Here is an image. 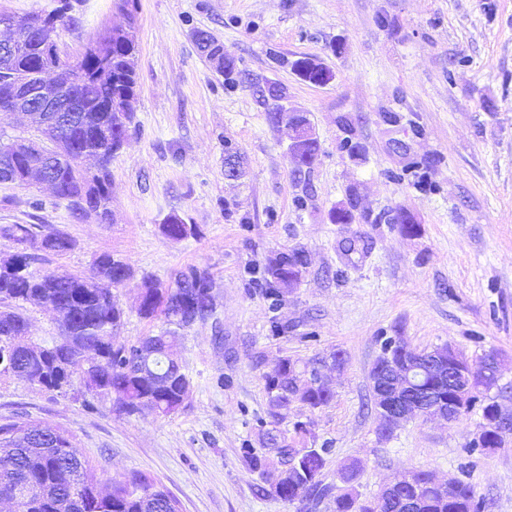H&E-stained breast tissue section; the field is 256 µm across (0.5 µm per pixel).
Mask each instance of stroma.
Listing matches in <instances>:
<instances>
[{
  "label": "stroma",
  "instance_id": "obj_1",
  "mask_svg": "<svg viewBox=\"0 0 512 512\" xmlns=\"http://www.w3.org/2000/svg\"><path fill=\"white\" fill-rule=\"evenodd\" d=\"M137 109L112 161V223L75 219L45 187L0 185V228L35 224L76 242L37 271L87 276L109 253L132 276L116 294L121 342L153 330L137 313L143 278L171 285L174 271L208 269L213 317L196 322L178 348L192 382L170 417L120 415L108 402H83L23 379L0 383V421L16 416L70 435L102 490L132 471L150 474L181 512H303L299 503L259 497L244 457L260 447L268 416L263 374L278 359L308 362L343 351L329 371L331 404L291 406L282 431L308 425L307 446L329 445L325 483L341 487L337 466L358 460L362 495L396 474L422 470L463 476L487 512H512V435L501 448L469 452L480 408L453 422L418 417L381 436L370 371L385 336L413 349L451 344L467 358L493 351L492 391L512 405V0H135ZM75 27L61 31L77 53L112 0H81ZM205 30L248 75L225 84L199 51ZM308 56L332 70L317 86L291 64ZM286 87L289 109L305 113L319 141L309 174L296 175L290 131L271 123L267 83ZM361 146L341 148V118ZM244 158L224 172L225 147ZM360 218L331 212L349 190ZM40 209H32V199ZM417 227L406 235L384 213ZM199 234L174 242L169 215ZM302 246L308 265L283 297L265 293L272 253Z\"/></svg>",
  "mask_w": 512,
  "mask_h": 512
}]
</instances>
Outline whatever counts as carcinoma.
<instances>
[{
  "mask_svg": "<svg viewBox=\"0 0 512 512\" xmlns=\"http://www.w3.org/2000/svg\"><path fill=\"white\" fill-rule=\"evenodd\" d=\"M130 2L113 0V8L125 15L126 26L117 34H109L110 77H98L100 64L92 59L79 55L61 57L59 30L77 23L61 9L48 20V27L40 36L28 38L8 69L0 67V93L16 81L35 84L51 71L74 84L84 112L79 126L62 128L58 133L59 138L73 145V152L52 158L53 179L58 185L54 194L66 202L73 216L82 218L94 211L101 224L107 223L112 210V159L128 136L136 111L138 36ZM198 48L224 82L240 83L236 60L224 51L222 42L209 34ZM301 65L310 69L309 78L317 85L334 78L330 69L313 58L295 60L292 69ZM262 98L265 103L276 102L267 117L272 123L279 122L284 88L274 83ZM83 151L99 157L98 173L90 179L80 176L74 168L76 154ZM318 152L316 139L297 144L292 153L296 174L310 172ZM30 157L27 151L16 153L10 173L0 169V184L25 186ZM162 232L173 241L198 234L195 226L184 223L177 215L166 218ZM3 234L14 242L15 249L0 259V269L11 260L17 272H0V381L21 378L66 395L76 385L71 368L81 364L88 394L113 402L116 412L133 415L148 411L159 417L176 414L191 384L189 368L176 357V349L194 322L213 316V275L206 269L190 267L176 272L173 286L167 288L145 278L137 311L144 319L160 321L161 326L133 343H118L116 331L123 311L113 290L130 276L125 262L110 254L100 255L95 265L105 272L106 283L102 288L85 289L77 275L33 269L43 254L64 256L71 252L76 242L68 234L56 231L40 235L33 224H10L3 228ZM306 265V252L301 247L267 258L264 276L270 285L269 295L283 296L301 280ZM25 304L53 311L63 342L46 343L37 355L21 346L6 352V337L28 335ZM329 361L339 367L344 358L341 353L332 352L302 364L286 356L263 374L273 428L266 430L263 448L244 450L249 466L260 477L261 483L256 485L259 495L289 503L316 502L331 496L335 512H397L402 499L415 500L417 512H484L485 502L476 498L471 483L455 479L450 496L440 492L432 483V475L425 471L407 472L391 489L372 499L356 490L360 466L355 461L340 465L344 487L335 490L324 483L323 470L330 449L298 448L274 425L285 418L295 402L311 410L330 404L333 390L316 384L312 378L313 371ZM423 386L428 392V405L448 407V364L427 378ZM494 387L496 384L490 382L478 390L465 402L460 414L478 405L482 419H487L495 404V398L489 396ZM17 483L32 490L28 500L17 506V512H180L178 500L142 472H133L124 482L102 492L88 462L72 451L69 434L21 419L0 423V500H8Z\"/></svg>",
  "mask_w": 512,
  "mask_h": 512,
  "instance_id": "cac0c4a2",
  "label": "carcinoma"
}]
</instances>
